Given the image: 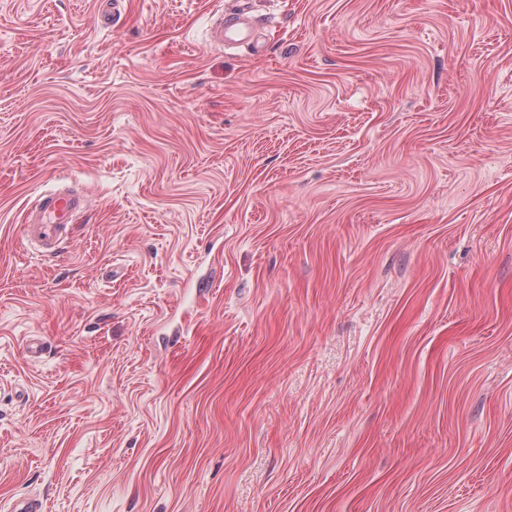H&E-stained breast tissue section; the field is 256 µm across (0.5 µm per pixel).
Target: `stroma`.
<instances>
[{
	"mask_svg": "<svg viewBox=\"0 0 512 512\" xmlns=\"http://www.w3.org/2000/svg\"><path fill=\"white\" fill-rule=\"evenodd\" d=\"M232 2L0 0V512H512V0ZM251 0H236L231 12L218 15L211 32L214 45L235 47L247 46L253 52L263 48L257 37V20L251 15ZM85 208L86 193L83 191L40 196L26 216L24 234L27 241L44 255H55L59 242L70 230L75 217Z\"/></svg>",
	"mask_w": 512,
	"mask_h": 512,
	"instance_id": "35a3bbf8",
	"label": "stroma"
}]
</instances>
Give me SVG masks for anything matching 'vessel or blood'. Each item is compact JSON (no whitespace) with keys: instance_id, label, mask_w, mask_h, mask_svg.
Returning <instances> with one entry per match:
<instances>
[{"instance_id":"obj_1","label":"vessel or blood","mask_w":512,"mask_h":512,"mask_svg":"<svg viewBox=\"0 0 512 512\" xmlns=\"http://www.w3.org/2000/svg\"><path fill=\"white\" fill-rule=\"evenodd\" d=\"M258 22L251 14V0H235L232 11L218 15L211 32L213 44L225 47L245 46L259 51ZM86 207V194L66 191L45 194L30 208L24 234L44 255H55L62 238L70 230L76 216Z\"/></svg>"}]
</instances>
